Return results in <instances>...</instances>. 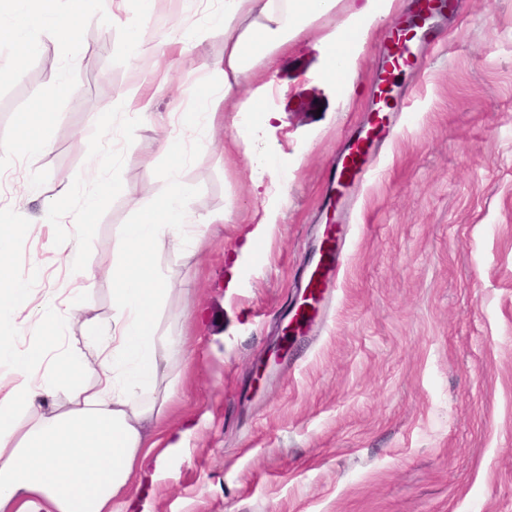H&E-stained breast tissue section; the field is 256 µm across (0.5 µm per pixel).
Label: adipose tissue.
<instances>
[{
    "instance_id": "adipose-tissue-1",
    "label": "adipose tissue",
    "mask_w": 512,
    "mask_h": 512,
    "mask_svg": "<svg viewBox=\"0 0 512 512\" xmlns=\"http://www.w3.org/2000/svg\"><path fill=\"white\" fill-rule=\"evenodd\" d=\"M393 0H361L341 28L324 38L333 46L327 73L351 76L377 20ZM341 0H224L210 14L224 27L221 85L200 97L199 109L178 115L180 127L211 135L222 107L237 117L270 122L275 58L315 23L334 17ZM251 88L239 96L242 79ZM191 201L170 169L141 218L112 228V317L92 341L94 360L51 353L43 344L18 349L16 302L28 294L34 268L11 265L3 254L27 225L0 221V512H127L135 483L165 475L163 436L188 367L184 341L159 331L158 311L172 291L155 264V246L199 248L201 233L187 224Z\"/></svg>"
}]
</instances>
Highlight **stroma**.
<instances>
[{
  "label": "stroma",
  "instance_id": "obj_1",
  "mask_svg": "<svg viewBox=\"0 0 512 512\" xmlns=\"http://www.w3.org/2000/svg\"><path fill=\"white\" fill-rule=\"evenodd\" d=\"M411 7L394 0L377 21L352 91L327 78L314 29L278 57L268 101L278 118L256 127L250 148L229 110L212 138L186 141L190 221L216 211L224 221L198 255L155 247L162 274L181 285L159 329L188 335L192 358L169 432L201 426L149 486L151 512H512V0H460L458 15L440 18L425 70L402 75L393 131L370 155L337 239L346 263L327 277L305 336L279 355L324 236L328 173L345 133L368 118L383 32ZM202 9L155 0L147 54L199 34L162 87L142 80L145 60L112 64L117 31L91 20L50 149L0 172V212L30 226L5 259L37 268L17 311L19 347L52 297L62 347L91 354L94 324L112 314V228L139 219L172 165L156 128L119 97L143 81L163 117L193 111L202 87L221 82L209 64L224 55V29ZM60 63L56 39L42 35L34 65L0 96V134ZM267 154L278 167L257 178ZM103 178L116 190L99 194ZM276 179L288 185L281 215L260 251L240 254ZM65 185L72 194L60 195ZM92 196L98 205L83 215ZM80 219L91 230L75 261L60 262L54 245Z\"/></svg>",
  "mask_w": 512,
  "mask_h": 512
}]
</instances>
